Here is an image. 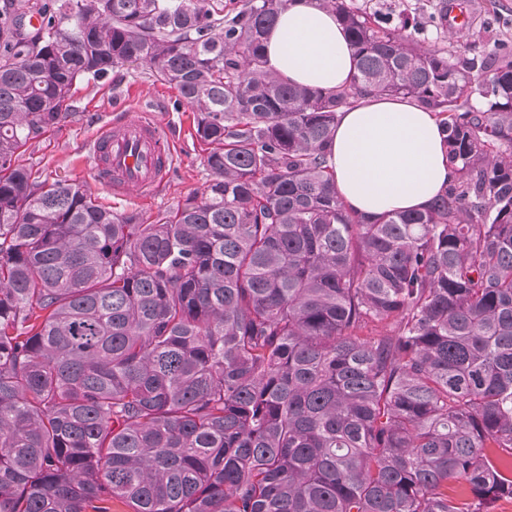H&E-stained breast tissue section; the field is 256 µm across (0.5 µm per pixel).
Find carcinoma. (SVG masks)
I'll return each mask as SVG.
<instances>
[{
	"mask_svg": "<svg viewBox=\"0 0 512 512\" xmlns=\"http://www.w3.org/2000/svg\"><path fill=\"white\" fill-rule=\"evenodd\" d=\"M292 0H53L0 53V512H490L512 498V52L336 13L335 90L267 69ZM144 65L211 179L115 213L15 161L74 86ZM492 72L481 81L479 72ZM407 97L445 133L423 211L352 213L337 114ZM375 333L364 334L368 327Z\"/></svg>",
	"mask_w": 512,
	"mask_h": 512,
	"instance_id": "1",
	"label": "carcinoma"
}]
</instances>
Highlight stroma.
Returning a JSON list of instances; mask_svg holds the SVG:
<instances>
[{
	"instance_id": "1",
	"label": "stroma",
	"mask_w": 512,
	"mask_h": 512,
	"mask_svg": "<svg viewBox=\"0 0 512 512\" xmlns=\"http://www.w3.org/2000/svg\"><path fill=\"white\" fill-rule=\"evenodd\" d=\"M361 10L398 25L405 16L427 18L438 0H353ZM463 44L458 58L480 56L505 46L512 49V0H485L474 21L461 33ZM148 111L164 122L173 136L178 156L175 172L153 197L131 191L114 196L97 186L87 161V146L103 125L116 122L129 113ZM194 110L180 102L177 91L155 81L144 66L113 69L102 83L80 82L73 88L71 110L57 127L28 142L17 161L36 180H67L83 185L98 202L112 211H136L146 216L175 208L192 192L202 191L210 178L204 158L207 147L195 132Z\"/></svg>"
}]
</instances>
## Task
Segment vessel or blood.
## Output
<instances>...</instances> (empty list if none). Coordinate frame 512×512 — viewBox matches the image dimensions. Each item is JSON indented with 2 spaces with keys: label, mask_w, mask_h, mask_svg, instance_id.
Listing matches in <instances>:
<instances>
[{
  "label": "vessel or blood",
  "mask_w": 512,
  "mask_h": 512,
  "mask_svg": "<svg viewBox=\"0 0 512 512\" xmlns=\"http://www.w3.org/2000/svg\"><path fill=\"white\" fill-rule=\"evenodd\" d=\"M89 161L95 179L114 194L148 195L174 171L177 156L167 126L146 114H129L98 130Z\"/></svg>",
  "instance_id": "1"
}]
</instances>
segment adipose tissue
<instances>
[{
  "instance_id": "obj_1",
  "label": "adipose tissue",
  "mask_w": 512,
  "mask_h": 512,
  "mask_svg": "<svg viewBox=\"0 0 512 512\" xmlns=\"http://www.w3.org/2000/svg\"><path fill=\"white\" fill-rule=\"evenodd\" d=\"M264 55L288 82L323 90L344 85L355 67L342 25L318 0H292L268 30ZM327 165L341 198L362 215L424 210L448 183L435 114L402 97L369 95L339 113Z\"/></svg>"
}]
</instances>
